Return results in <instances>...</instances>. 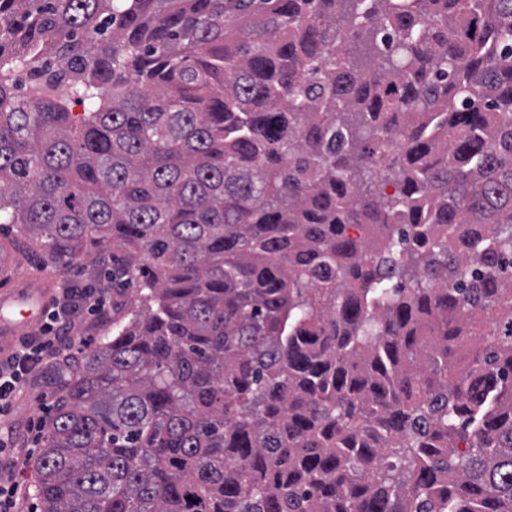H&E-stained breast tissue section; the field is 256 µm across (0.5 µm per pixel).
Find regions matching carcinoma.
<instances>
[{
  "label": "carcinoma",
  "mask_w": 512,
  "mask_h": 512,
  "mask_svg": "<svg viewBox=\"0 0 512 512\" xmlns=\"http://www.w3.org/2000/svg\"><path fill=\"white\" fill-rule=\"evenodd\" d=\"M0 224L138 293L41 512H512V0H0Z\"/></svg>",
  "instance_id": "1"
}]
</instances>
